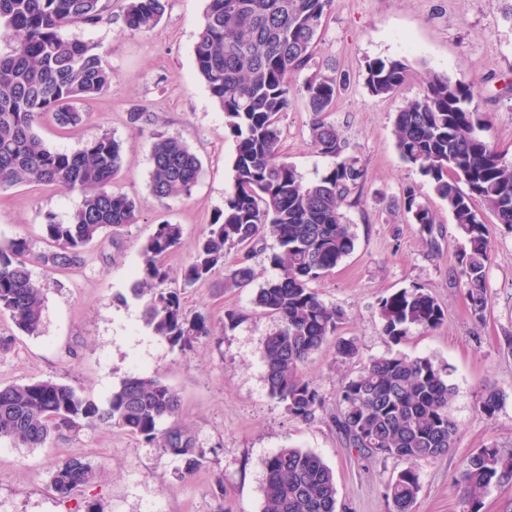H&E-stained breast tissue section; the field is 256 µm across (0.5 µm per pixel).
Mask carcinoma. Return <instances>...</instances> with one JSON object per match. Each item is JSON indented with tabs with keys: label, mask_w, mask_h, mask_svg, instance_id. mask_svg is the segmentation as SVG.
<instances>
[{
	"label": "carcinoma",
	"mask_w": 512,
	"mask_h": 512,
	"mask_svg": "<svg viewBox=\"0 0 512 512\" xmlns=\"http://www.w3.org/2000/svg\"><path fill=\"white\" fill-rule=\"evenodd\" d=\"M167 4L126 0V30L152 29ZM335 5L337 0H208L193 47L196 71L224 111L235 156L224 211L208 225L184 268L183 288L208 279L220 267L224 287H246L256 278L252 251L266 236L276 239L279 251L270 262L280 274L254 298L256 307L278 322L264 339L261 355L270 397L302 421L314 419L321 405L303 367L328 346L345 361L358 354L354 340L337 337L343 310L325 304L311 287L355 246L345 209L360 201L366 170L328 120L349 76L327 66L299 87L292 81L312 61L316 37ZM102 12L101 0H0V39L9 47L0 53V193L37 182L84 194L68 221L48 214L42 224L51 250L41 261L52 271L80 265L86 248L103 233L121 230L137 218L136 201L112 190L122 161L117 141L102 134L75 151L61 152L47 148L36 131L47 114L61 129L76 128L82 115L74 102L109 88L112 72L98 45L62 35L67 27L98 20ZM411 74L406 59H375L366 62L364 85L371 95L387 97ZM422 83L420 96L396 115V148L446 204L457 226L464 246L456 266L472 313L481 319L490 300L493 257L485 220L491 214L512 228V158L476 133L483 118L475 86L432 71ZM297 95L311 112L312 145L333 160L314 180L305 179L281 152L280 122ZM151 163L150 191L162 203L190 195L202 171L184 141L162 133L155 134ZM399 207L424 229L437 223L436 213L413 187ZM181 240V225H157L141 247L133 293L144 301V322L153 334L185 353L211 329L203 316L188 317L181 292L167 286L165 258ZM232 252L235 258L228 264ZM29 254L24 237L0 243V313L9 314L20 333L38 336L45 299L29 268ZM380 317L383 333L398 341L415 328L439 327L445 312L426 289L411 288L381 299ZM448 376L447 368L429 357L397 354L371 359L342 384L335 423L349 447L408 463L386 486L389 512H413L421 490L413 463L442 457L454 445L458 427L448 414L453 393ZM506 398L488 389L482 412L493 416ZM180 405L173 387L141 374L123 379L103 404L53 379L14 383L0 386V440L39 448L63 429L106 424L180 457L189 475L206 451L180 430L160 428L179 414ZM264 471L265 512H337L334 471L317 454L280 448L265 459ZM94 475L89 462L71 457L53 472L51 487L67 500ZM511 483L512 453L495 444L477 449L457 479L462 512H480L491 489Z\"/></svg>",
	"instance_id": "carcinoma-1"
}]
</instances>
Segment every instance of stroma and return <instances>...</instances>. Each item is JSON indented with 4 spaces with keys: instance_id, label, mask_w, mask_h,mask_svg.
<instances>
[{
    "instance_id": "1",
    "label": "stroma",
    "mask_w": 512,
    "mask_h": 512,
    "mask_svg": "<svg viewBox=\"0 0 512 512\" xmlns=\"http://www.w3.org/2000/svg\"><path fill=\"white\" fill-rule=\"evenodd\" d=\"M103 2L97 23L64 29L63 35L98 44L112 84L104 95L78 103L84 121L72 131L60 132L48 118L38 133L58 151L103 134L118 141L122 170L113 188L138 201L139 218L119 234H103L79 267L54 272L40 261L48 250L41 225L49 213L67 221L81 192L30 183L0 193V241L16 236L30 241L29 267L45 294L41 335L19 334L9 314L0 313V337L9 341L0 347V385L54 379L101 403L130 374L159 377L181 397L175 427L209 455L186 475L177 456L104 424L53 436L41 448L2 440L0 512H80L87 500L99 501L104 512H262L263 461L288 445L318 454L333 469L338 512H388L385 489L404 462L358 455L333 418L344 379L372 358L398 353L428 356L450 369L454 393L448 413L458 433L447 455L416 462L421 491L415 512H460L456 480L469 455L491 443L512 451V230L487 220L494 244L490 301L483 318H476L455 270L463 240L445 204L400 158L393 121L418 95L426 72L464 83L480 79L479 105L490 119L483 136L512 154V22L504 19L498 0H338L310 66L294 77L295 84H303L327 63L349 74L350 84L329 119L367 170L363 202L347 211L355 248L313 284L326 304L344 310L338 334L355 339L359 353L342 362L327 347L306 364L323 400L308 422L291 417L267 392L260 354L277 322L254 307L255 286L226 288L219 271L186 289L187 315L206 316L212 328L188 353L172 349L144 323L143 303L131 293L142 244L162 221L181 225V245L166 259L169 285L180 287L198 239L224 208L235 143L193 61L207 0H168L159 24L145 33L124 30L125 0ZM401 58L411 62L414 77L394 95H370L366 62ZM143 107L151 123H131L130 112ZM309 122L305 101L295 98L283 115L281 139L287 161L312 179L332 161L312 147ZM157 132L183 140L202 163L191 195L163 204L149 189ZM410 185L437 213L433 232L410 223L397 206ZM412 287L428 289L445 320L436 329L391 340L382 332L380 301ZM231 313L237 316L232 325ZM489 387L507 394L491 417L480 409ZM69 457L89 459L97 476L74 499L63 501L50 479ZM219 477L224 496L217 499L211 490Z\"/></svg>"
}]
</instances>
